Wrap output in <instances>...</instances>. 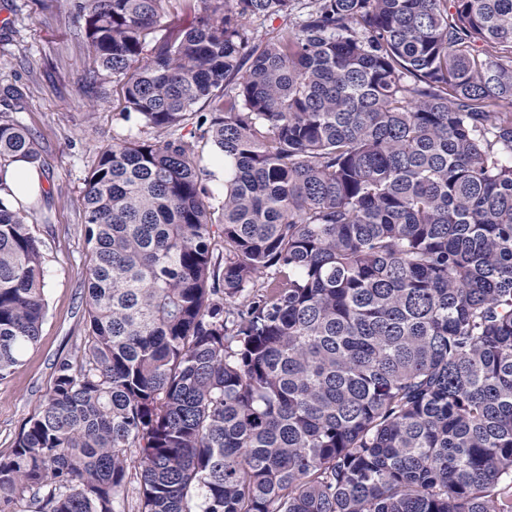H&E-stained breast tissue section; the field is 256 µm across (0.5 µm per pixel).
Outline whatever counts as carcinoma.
<instances>
[{
	"instance_id": "cac0c4a2",
	"label": "carcinoma",
	"mask_w": 512,
	"mask_h": 512,
	"mask_svg": "<svg viewBox=\"0 0 512 512\" xmlns=\"http://www.w3.org/2000/svg\"><path fill=\"white\" fill-rule=\"evenodd\" d=\"M165 2L73 4L154 136L84 179L87 338L0 512H121L132 448L139 512H512V0H197L146 59ZM33 212L0 180V379L46 315ZM196 150L203 158V164L207 169L208 176L206 177V185L207 188L214 193L217 198H222L224 193V179L218 180L214 175V150L209 145H204L203 143H196Z\"/></svg>"
}]
</instances>
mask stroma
<instances>
[{
    "instance_id": "1",
    "label": "stroma",
    "mask_w": 512,
    "mask_h": 512,
    "mask_svg": "<svg viewBox=\"0 0 512 512\" xmlns=\"http://www.w3.org/2000/svg\"><path fill=\"white\" fill-rule=\"evenodd\" d=\"M92 68L69 0H0V87L22 91L17 118L40 154L45 193L34 201L31 230L45 256L47 300L36 345L0 380V457L38 412L56 361L77 355L84 342L91 257L79 202L84 180L113 139L148 134L137 115L124 114L115 79L88 82Z\"/></svg>"
}]
</instances>
